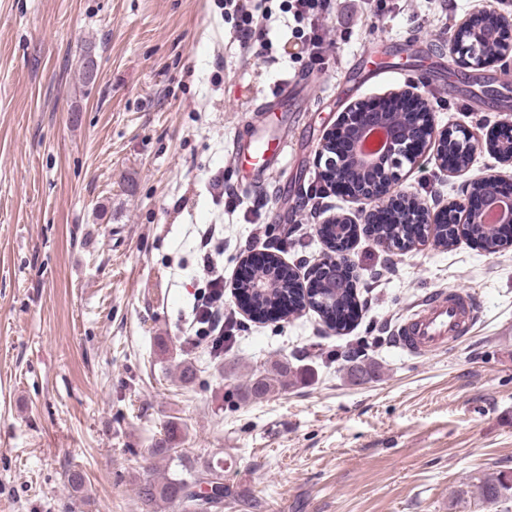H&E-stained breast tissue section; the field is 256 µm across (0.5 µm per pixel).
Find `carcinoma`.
<instances>
[{"instance_id": "obj_1", "label": "carcinoma", "mask_w": 512, "mask_h": 512, "mask_svg": "<svg viewBox=\"0 0 512 512\" xmlns=\"http://www.w3.org/2000/svg\"><path fill=\"white\" fill-rule=\"evenodd\" d=\"M372 230L378 242L392 247L403 238L412 241L418 236L413 225L375 224ZM278 283L279 287L266 295L243 286L238 288L239 294L254 296L257 299V303L246 310L252 319L264 321L272 317L285 318L308 307L320 314L329 329L338 332L348 329L357 316L358 303L351 288H338L336 282L331 280L324 282L321 288L306 291L291 287L288 280L283 278L278 280ZM290 294L294 295L295 302L287 308L280 307L281 298ZM286 376L288 367L280 363L277 378H271L263 373L254 376L246 394L256 400L264 399L273 393L276 387L284 385L282 378ZM152 455L166 462L176 460L180 469L159 477L147 476L139 480L137 495L146 507L152 508L160 502H165L177 505L180 512H219L224 508V497L227 495L224 486V467L209 464L199 468L185 462L183 457L177 454L175 428H170L166 438L155 445ZM204 480L211 485V490L202 496L195 488ZM509 491H512V479L506 476L487 481L480 486V496L489 504L498 502Z\"/></svg>"}]
</instances>
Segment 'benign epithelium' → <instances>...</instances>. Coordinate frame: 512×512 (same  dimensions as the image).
Masks as SVG:
<instances>
[{"mask_svg": "<svg viewBox=\"0 0 512 512\" xmlns=\"http://www.w3.org/2000/svg\"><path fill=\"white\" fill-rule=\"evenodd\" d=\"M459 31H454L450 40L455 43L453 62L457 65L472 67L484 64L477 47L497 39L495 32L486 27L472 29L469 41L458 40ZM396 99L411 98L419 104L421 111L407 114L390 112L386 100H358L350 104L341 113L337 125L327 133L319 159L323 161V174L328 181H350L356 187L355 197L364 210L376 207H389L392 200L385 195L403 180V168L413 166L426 151L436 148L439 166L448 171V152L452 151L460 157L453 171H464L468 168L473 145L467 134L460 138H452V134L437 130L433 122L432 108L429 103L427 85L418 82L408 86L401 93L394 95ZM381 125L387 129V142L374 155L368 156L358 149L359 140L364 131L373 126ZM347 131L350 139V151L346 155L335 156L327 150L334 135L339 130ZM491 150L503 162L512 164V141L497 139L491 144ZM501 178L497 175L477 176L473 179L472 191L464 200L443 208L429 204L411 194H404L400 204L394 210L395 224H421L425 232L413 242L400 243V250L415 247L425 242L429 235L441 237L443 224L456 230L453 242L460 237L471 238L464 227L479 224L485 235H496V225L484 221L486 212L494 207L501 209L502 223L512 224V198L504 199L495 194V186ZM484 197V206L480 213L471 211V197Z\"/></svg>", "mask_w": 512, "mask_h": 512, "instance_id": "7a95c632", "label": "benign epithelium"}]
</instances>
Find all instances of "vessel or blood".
<instances>
[{
    "label": "vessel or blood",
    "mask_w": 512,
    "mask_h": 512,
    "mask_svg": "<svg viewBox=\"0 0 512 512\" xmlns=\"http://www.w3.org/2000/svg\"><path fill=\"white\" fill-rule=\"evenodd\" d=\"M287 144L268 126L253 127L236 155L247 157L251 174H258L286 154ZM478 303L469 293L449 290L429 302L402 323L395 343L413 356L426 355L467 336L477 316Z\"/></svg>",
    "instance_id": "1"
}]
</instances>
